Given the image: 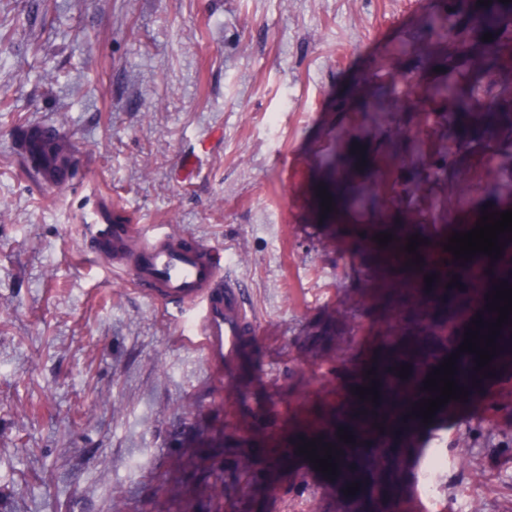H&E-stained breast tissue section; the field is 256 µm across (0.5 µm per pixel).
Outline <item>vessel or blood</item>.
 <instances>
[{
	"label": "vessel or blood",
	"mask_w": 512,
	"mask_h": 512,
	"mask_svg": "<svg viewBox=\"0 0 512 512\" xmlns=\"http://www.w3.org/2000/svg\"><path fill=\"white\" fill-rule=\"evenodd\" d=\"M83 249L128 274L142 295L189 311L208 368L239 375L256 325L243 284L219 250L163 224H92Z\"/></svg>",
	"instance_id": "1"
}]
</instances>
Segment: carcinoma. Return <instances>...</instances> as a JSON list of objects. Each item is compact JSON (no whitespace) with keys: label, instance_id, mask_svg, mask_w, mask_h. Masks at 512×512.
<instances>
[{"label":"carcinoma","instance_id":"1","mask_svg":"<svg viewBox=\"0 0 512 512\" xmlns=\"http://www.w3.org/2000/svg\"><path fill=\"white\" fill-rule=\"evenodd\" d=\"M464 18L440 10H431L424 25L431 40L420 52L431 58L442 52L461 57L470 66L473 77H448L428 88L431 102L446 106L442 112H414L408 120L391 110V88L383 81L367 86L362 94L357 118L360 126L379 133V143L357 152H331L320 164L325 179L320 189L332 197L330 210L317 206L318 219L332 226L336 217L356 208L374 213L387 211L391 224H354L359 235L356 273L369 284L366 297L378 309L381 323L377 339L362 351L336 360V387L318 397L314 416L304 420L297 432H288V448L269 433L273 422L246 411L241 412L242 433L225 440L227 467L252 480V485L279 469L283 460L294 465L308 459L298 448L314 440L319 457L324 447L332 446V462L337 474L315 472L328 494L348 512H412L415 468L424 450L420 436L430 430L420 415V403L434 399L440 392L424 389L426 377L440 367L444 359L458 351L464 333L475 316L485 326L479 334H488L486 324L494 323L497 313L488 310L487 296L508 282L512 288V240L499 235L505 243L501 257L492 259L478 253L468 261L456 260L444 251L453 233L467 232L480 221L471 215L463 223L452 224L443 215L441 224L420 222L424 210L410 213L403 207L407 199L424 201L440 184L448 195L466 194L462 184L476 172L481 157L491 151L512 168V92L507 95L476 93V80L493 72L512 73V0H490L484 6L478 0H465ZM492 40L484 41V34ZM35 171L47 183L58 179L62 169L60 145L44 139L27 142ZM400 160H408L414 171L404 176L395 171ZM473 189L500 202L496 211L512 210V194L496 180L480 179ZM392 234V241L380 247L374 236ZM424 239L416 253H408V238ZM433 277L427 286L424 276ZM460 286H448L451 280ZM346 311H336L314 339L312 356L341 342L353 349L355 337L347 335ZM496 355L488 365L475 370L476 354L460 352L453 380L468 391V397H484L496 409V394L512 384V314L496 336ZM409 366V376L400 377L401 366ZM372 374H366V371ZM376 386L373 396L359 399L358 387ZM348 431L352 442L338 438V429ZM358 484L356 494H344L348 486Z\"/></svg>","mask_w":512,"mask_h":512}]
</instances>
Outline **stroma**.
Segmentation results:
<instances>
[{
	"mask_svg": "<svg viewBox=\"0 0 512 512\" xmlns=\"http://www.w3.org/2000/svg\"><path fill=\"white\" fill-rule=\"evenodd\" d=\"M431 0H0V512H234L232 383L184 313L82 252L120 211L230 257L258 324L250 405L288 425L331 386L305 344L340 305L376 332L346 244L314 217L321 157L367 146L353 98L387 75L401 108L468 69L413 50ZM69 158L37 178L28 136ZM463 402L429 448L415 512H512V394ZM314 476L272 478L248 512H332Z\"/></svg>",
	"mask_w": 512,
	"mask_h": 512,
	"instance_id": "1",
	"label": "stroma"
}]
</instances>
